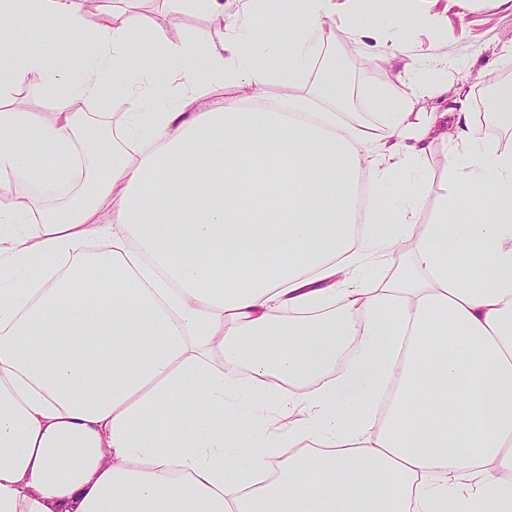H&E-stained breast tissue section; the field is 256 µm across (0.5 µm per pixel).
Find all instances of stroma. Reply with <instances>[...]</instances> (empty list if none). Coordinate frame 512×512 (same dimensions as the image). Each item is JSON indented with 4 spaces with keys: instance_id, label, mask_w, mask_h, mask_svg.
<instances>
[{
    "instance_id": "35a3bbf8",
    "label": "stroma",
    "mask_w": 512,
    "mask_h": 512,
    "mask_svg": "<svg viewBox=\"0 0 512 512\" xmlns=\"http://www.w3.org/2000/svg\"><path fill=\"white\" fill-rule=\"evenodd\" d=\"M385 36L397 44L401 54L391 65L377 62L374 42L354 41L342 24L332 26L327 46L343 60L347 81L346 98L353 109L369 112L362 95L365 87L387 88L397 80L405 63L423 61L426 70L441 71L448 88L433 98L418 103L420 112H446L459 93H466L468 110L481 134L490 142L512 141V122L497 119L498 101L488 104L489 117H481L479 93L486 90L487 76L512 84V9L497 0H474L468 11H459L453 0H398L397 12L382 23ZM448 146L435 139L419 172L431 183L420 209L419 221L431 223L434 203L448 178Z\"/></svg>"
}]
</instances>
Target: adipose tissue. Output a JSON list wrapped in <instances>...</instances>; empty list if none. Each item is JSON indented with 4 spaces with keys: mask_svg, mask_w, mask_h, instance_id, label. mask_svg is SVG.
Returning <instances> with one entry per match:
<instances>
[{
    "mask_svg": "<svg viewBox=\"0 0 512 512\" xmlns=\"http://www.w3.org/2000/svg\"><path fill=\"white\" fill-rule=\"evenodd\" d=\"M164 3L0 0V512H512V145L462 98L436 131L431 78L372 93L380 122L344 111L330 26L392 61L391 0H288L289 40L261 0ZM184 14L214 21L206 54ZM435 131L421 225L404 175ZM407 239L411 272L373 287ZM17 34L21 38L34 40L47 48H68L73 60L79 59L83 49L82 43L79 40L66 33H53L51 35H43L37 33L36 31H31L27 27H22L18 30ZM448 146L445 140L438 138L431 144V151L423 168L417 176L431 182L432 186L419 209V223L430 224L433 220L434 203L437 195L442 192V187L448 180Z\"/></svg>",
    "mask_w": 512,
    "mask_h": 512,
    "instance_id": "ef3b65f1",
    "label": "adipose tissue"
}]
</instances>
